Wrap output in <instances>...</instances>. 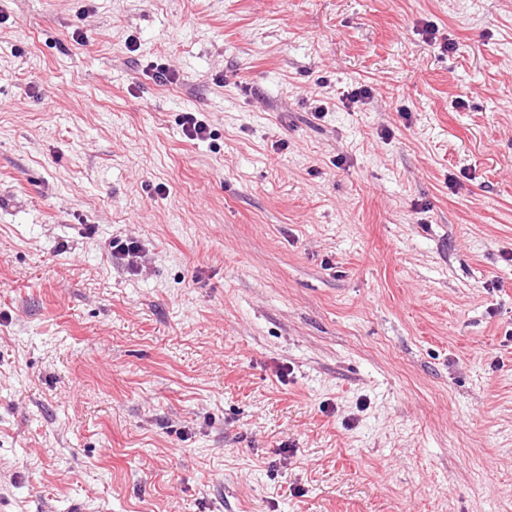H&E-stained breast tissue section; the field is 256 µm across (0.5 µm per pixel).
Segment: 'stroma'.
I'll return each instance as SVG.
<instances>
[{
    "instance_id": "35a3bbf8",
    "label": "stroma",
    "mask_w": 512,
    "mask_h": 512,
    "mask_svg": "<svg viewBox=\"0 0 512 512\" xmlns=\"http://www.w3.org/2000/svg\"><path fill=\"white\" fill-rule=\"evenodd\" d=\"M0 512H512V0H0ZM179 118V125L182 127L184 136L189 141H204L210 137L211 132L208 124L199 119L196 113L184 112ZM109 250L113 263L129 271H136L137 258L141 251L137 241L114 238L109 242Z\"/></svg>"
}]
</instances>
